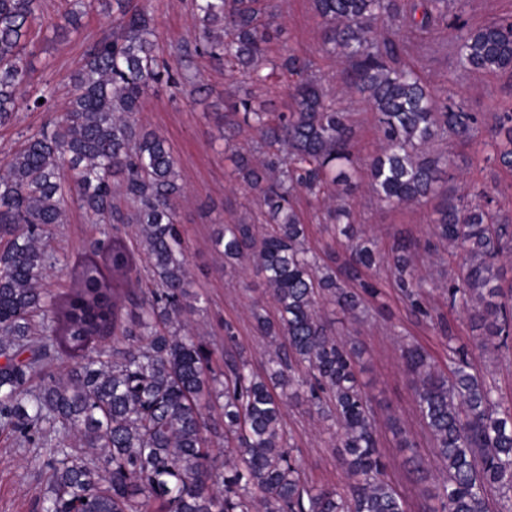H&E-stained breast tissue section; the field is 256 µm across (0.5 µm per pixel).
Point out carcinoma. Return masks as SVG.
Wrapping results in <instances>:
<instances>
[{
    "label": "carcinoma",
    "instance_id": "obj_1",
    "mask_svg": "<svg viewBox=\"0 0 512 512\" xmlns=\"http://www.w3.org/2000/svg\"><path fill=\"white\" fill-rule=\"evenodd\" d=\"M325 41L348 89L375 111L379 152L367 169L373 198L399 207L435 208L433 235L450 245L451 305L482 330L479 347L495 353L512 342V286L498 263L512 254V223L493 211L482 189L442 187L453 138L490 148L485 161L512 168V110L486 125L430 87L402 62L398 28L428 32L455 19L452 48L471 72L512 74V17L479 28L462 20L464 0H313ZM41 0H0V126L20 105L51 111L54 89L33 83L28 50ZM191 39L169 61L158 52L153 16L135 0H112V34L90 44L73 76L69 106L52 126L21 134L0 166V432L46 455L27 460L47 474L42 512H408L386 477L370 399L360 380L362 351L337 337L327 307L358 319L382 296L368 272L386 268L411 311L429 316L427 280L415 268L431 245L397 240L382 249L356 223L350 197L358 170L353 131L337 93L295 50L274 55L285 29L271 0H192ZM80 12L53 25L79 31ZM216 61L249 86L224 101V140L243 127L250 144L234 150L235 173L256 197L262 224H220L215 245L224 264H255L276 315L254 304V328L280 340L265 374L243 356L211 367L200 336L181 332L189 269L177 220V161L166 140L135 120L143 99L164 84L201 89L198 58ZM287 78L291 104L277 112L253 89ZM44 102H39V99ZM321 205L338 236L356 241L339 264L307 247L294 198ZM76 205L94 224H132L149 261L152 288L125 298L134 264L107 237L79 263L61 300L38 287L55 258L47 249L66 210ZM112 338V349L98 344ZM445 373L416 345L403 348L416 409L439 465L435 490L415 488L418 512H503L512 492V408L496 382L475 371L466 344L448 347ZM64 354L80 358L53 372ZM309 394L337 431L331 434L347 482L322 487L301 477L288 445L283 408ZM223 400L224 448L214 452L204 409Z\"/></svg>",
    "mask_w": 512,
    "mask_h": 512
}]
</instances>
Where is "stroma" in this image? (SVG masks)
Masks as SVG:
<instances>
[{
	"instance_id": "stroma-1",
	"label": "stroma",
	"mask_w": 512,
	"mask_h": 512,
	"mask_svg": "<svg viewBox=\"0 0 512 512\" xmlns=\"http://www.w3.org/2000/svg\"><path fill=\"white\" fill-rule=\"evenodd\" d=\"M189 0H139L153 14L157 43L167 55L187 40L196 20ZM278 20L285 27L283 39L274 52L294 49L309 57L325 75L329 87L340 90V105L351 112L353 153L359 166H366L376 152L378 132L371 107L358 97L344 93L347 77L327 52L326 25L313 0H272ZM74 0H43L42 19L31 34L34 80H46L55 89V110L64 111L70 100L72 78L80 68L88 45L112 32V16L102 8L84 14L78 34L54 39L52 25L64 13L75 9ZM452 29L442 27L412 37L404 55L407 63L420 69L432 87L447 90L466 110L492 117L502 108H512V76L465 71L450 48ZM203 89L196 97L172 96L161 90L149 95L138 112L139 125L163 136L178 163L183 193L178 216L185 240V258L190 271L189 291L196 302L183 323L190 332L203 336L212 351V366L224 368V328L232 326L236 346L242 350L254 372H263L272 342L257 335L251 310L261 303L268 314H275L273 301L260 289V278L252 263L228 268L213 244L216 225L256 215L257 205L249 190L232 178L233 162L223 137L224 97L233 88L228 71L206 58L198 59ZM483 145L452 143L448 146L447 186L463 192L483 186H498L502 193L497 206L512 216V170L487 165ZM357 219L380 247L394 240H429L434 218L432 206H379L374 200L367 176H360L352 197ZM309 246L321 257L345 259L349 243L334 238L322 222L315 203L299 199ZM120 239L130 252L141 283H148L151 270L133 226L94 224L78 207H70L65 224L59 225L50 248L57 263L40 282L41 288L56 296L72 286L73 269L85 250L103 235ZM428 280L427 307L430 318L415 316L402 300L390 274H376L384 291L382 301L369 304L361 321L335 314V326L344 338L360 343L363 354L361 379L372 399L380 428V446L388 461L387 474L406 495L414 493V479L407 460L418 453L429 469H436L433 450L421 432L409 377L400 360L401 348L415 344L423 348L439 368H447L448 340L468 343L472 362L493 374L504 403L512 402V352L491 356L478 346V332L467 316L448 304L442 269L436 259L418 264ZM447 321L452 333L444 335L440 321ZM284 423L291 444L298 450L303 477L318 485L342 487L345 472L323 422L307 403L293 401L284 408ZM416 443L415 449L402 447V438ZM34 447L0 435V512H41L46 487L44 473L27 465Z\"/></svg>"
}]
</instances>
